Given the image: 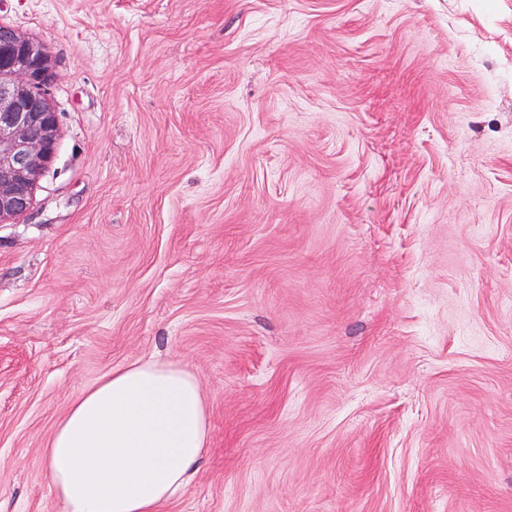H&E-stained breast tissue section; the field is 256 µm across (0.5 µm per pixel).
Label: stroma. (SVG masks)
Returning <instances> with one entry per match:
<instances>
[{
  "label": "stroma",
  "instance_id": "1",
  "mask_svg": "<svg viewBox=\"0 0 512 512\" xmlns=\"http://www.w3.org/2000/svg\"><path fill=\"white\" fill-rule=\"evenodd\" d=\"M61 141L0 223V512L136 359L198 378L166 512H512V0H0Z\"/></svg>",
  "mask_w": 512,
  "mask_h": 512
}]
</instances>
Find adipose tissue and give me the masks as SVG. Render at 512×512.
<instances>
[{"label": "adipose tissue", "mask_w": 512, "mask_h": 512, "mask_svg": "<svg viewBox=\"0 0 512 512\" xmlns=\"http://www.w3.org/2000/svg\"><path fill=\"white\" fill-rule=\"evenodd\" d=\"M208 445L198 378L174 361H134L71 399L47 475L64 512H163Z\"/></svg>", "instance_id": "adipose-tissue-1"}]
</instances>
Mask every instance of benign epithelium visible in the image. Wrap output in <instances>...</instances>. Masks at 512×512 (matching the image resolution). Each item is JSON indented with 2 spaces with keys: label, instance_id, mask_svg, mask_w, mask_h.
Wrapping results in <instances>:
<instances>
[{
  "label": "benign epithelium",
  "instance_id": "7a95c632",
  "mask_svg": "<svg viewBox=\"0 0 512 512\" xmlns=\"http://www.w3.org/2000/svg\"><path fill=\"white\" fill-rule=\"evenodd\" d=\"M46 44L0 26V221L26 214L60 141Z\"/></svg>",
  "mask_w": 512,
  "mask_h": 512
}]
</instances>
